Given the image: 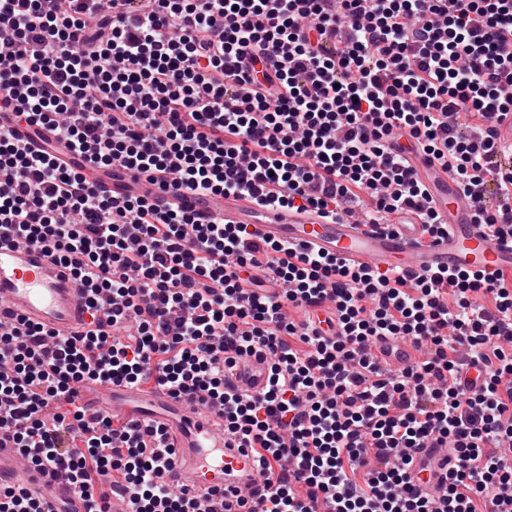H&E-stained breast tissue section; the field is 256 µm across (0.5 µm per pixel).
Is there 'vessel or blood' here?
I'll use <instances>...</instances> for the list:
<instances>
[{"label": "vessel or blood", "mask_w": 512, "mask_h": 512, "mask_svg": "<svg viewBox=\"0 0 512 512\" xmlns=\"http://www.w3.org/2000/svg\"><path fill=\"white\" fill-rule=\"evenodd\" d=\"M0 125L9 127L23 147H34L39 141L31 128L14 121L12 113H0ZM412 161L438 212L450 218L447 234L430 237L416 221L400 222L391 229L347 215L329 220L311 210L264 207L254 193L172 194L168 200L228 224L254 225L270 240L296 243L372 270L394 268L424 274L448 268L486 277L512 273V235L489 234L473 221L478 201L491 195L489 187L461 188L453 173L438 163L419 155ZM80 171L98 191L121 197L134 190L128 181L107 177L90 165H82ZM17 316L64 336L84 331L90 321L85 291L69 271L55 264L38 245L10 236L0 239V325L9 326ZM372 351L395 368L419 356L412 340L393 347L384 336L377 338ZM268 371L267 351L255 349L238 360L231 386L238 395H255L265 388ZM75 400L107 412L117 422L137 418L170 427L175 461L160 475L169 485L184 484L201 492L218 487L229 494L251 492L261 484L256 457L225 432L219 405L177 400L160 388L124 384H84L78 387ZM18 459L12 442L0 438V483L33 481L39 500L52 512H85L67 476H45L30 467L19 469Z\"/></svg>", "instance_id": "vessel-or-blood-1"}]
</instances>
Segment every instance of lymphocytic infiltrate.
<instances>
[{"mask_svg": "<svg viewBox=\"0 0 512 512\" xmlns=\"http://www.w3.org/2000/svg\"><path fill=\"white\" fill-rule=\"evenodd\" d=\"M512 0H0V111L50 129L88 164L152 185L118 200L0 127V236L43 245L85 285L92 321L62 338L0 329V432L38 470L65 473L88 512H202L159 481L163 423L87 414L83 381L151 384L221 403L261 456L259 512H512V281L365 269L268 240L248 224L161 209L154 189L250 192L262 205L446 221L399 144L505 209L512 170ZM421 356L381 367L376 337ZM270 355L268 388L229 392L234 356ZM486 376L474 391L469 368ZM447 446L441 510L407 451Z\"/></svg>", "mask_w": 512, "mask_h": 512, "instance_id": "f902f5d3", "label": "lymphocytic infiltrate"}]
</instances>
